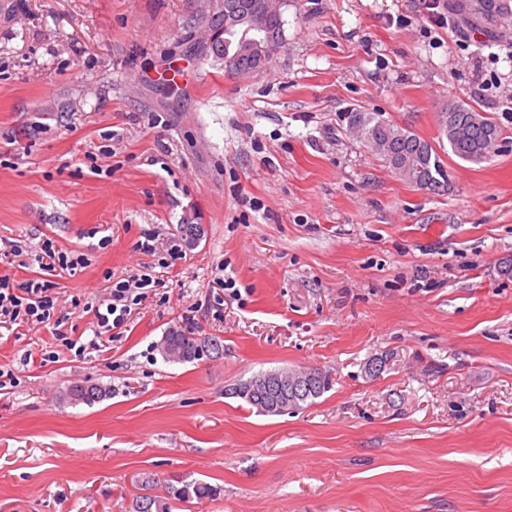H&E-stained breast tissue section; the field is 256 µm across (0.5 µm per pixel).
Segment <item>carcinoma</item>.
Wrapping results in <instances>:
<instances>
[{
    "label": "carcinoma",
    "mask_w": 512,
    "mask_h": 512,
    "mask_svg": "<svg viewBox=\"0 0 512 512\" xmlns=\"http://www.w3.org/2000/svg\"><path fill=\"white\" fill-rule=\"evenodd\" d=\"M448 114L458 118V122L466 127H473L471 136L465 140H455V131L447 123L441 124V135L445 136L452 153L466 161L480 163L487 159L500 136L499 127L484 113L461 103L448 107ZM361 118L358 139L372 154L380 157L405 182L416 187L424 178V169H432L440 182L439 190L448 188V171L438 152L426 140L411 131L379 118L374 112L353 109L347 113L351 117ZM171 345L182 352L184 362L200 360L211 353H219L218 343L209 338H199L192 332L180 328H172L155 344V350L164 354L165 345ZM334 378L327 371L314 369L312 377L302 382L305 395L293 396V399L280 397L273 400L270 396L251 390L247 383L232 388L231 395L241 400L250 409L265 415H281L288 411L294 412L303 408L308 401L321 397L331 390ZM109 396V391L96 385H75L65 393V398L75 404L83 403L91 406ZM216 490L206 484H187L173 492L181 498H209Z\"/></svg>",
    "instance_id": "1"
}]
</instances>
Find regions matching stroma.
Instances as JSON below:
<instances>
[{"label":"stroma","instance_id":"35a3bbf8","mask_svg":"<svg viewBox=\"0 0 512 512\" xmlns=\"http://www.w3.org/2000/svg\"><path fill=\"white\" fill-rule=\"evenodd\" d=\"M445 2L441 29L424 0H286L279 53L239 76L190 52L204 0H14L0 25V276L45 281L55 308L0 325L14 374L0 388V512H137L158 497L170 512H512V278L499 271L512 0L470 22L479 0ZM453 103L499 126L487 160L442 142ZM353 108L427 140L447 191L369 154L346 127ZM188 224L202 236L170 259ZM147 232L152 255L137 248ZM48 239L85 266L41 271ZM146 271L157 286L122 338L90 348L82 304ZM219 272L233 291L212 288ZM179 326L223 354L163 360L154 345ZM287 367L330 372L333 387L282 415L227 393ZM87 381L109 397L60 400ZM189 483L216 494L170 497Z\"/></svg>","mask_w":512,"mask_h":512}]
</instances>
